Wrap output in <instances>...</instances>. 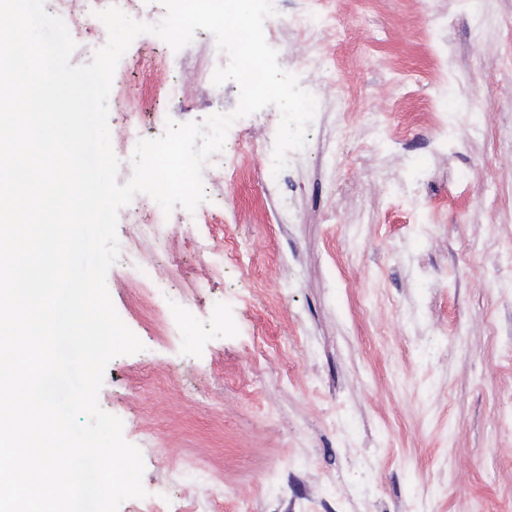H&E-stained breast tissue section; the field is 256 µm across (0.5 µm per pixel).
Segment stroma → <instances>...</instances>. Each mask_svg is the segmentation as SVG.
<instances>
[{
    "mask_svg": "<svg viewBox=\"0 0 512 512\" xmlns=\"http://www.w3.org/2000/svg\"><path fill=\"white\" fill-rule=\"evenodd\" d=\"M330 7L344 40L264 22L280 66L334 104L306 154L270 176L252 150L276 137L269 106L231 126L195 212L152 237L135 223L150 196L118 213L119 243L155 268L147 283L119 261L106 279L144 345L108 363L98 396L145 465L146 498L120 512L163 491L185 512H512V0ZM214 44L201 29L178 51L134 39L109 96L113 149L127 103L147 138L235 109ZM203 235L223 268L197 253Z\"/></svg>",
    "mask_w": 512,
    "mask_h": 512,
    "instance_id": "stroma-1",
    "label": "stroma"
}]
</instances>
